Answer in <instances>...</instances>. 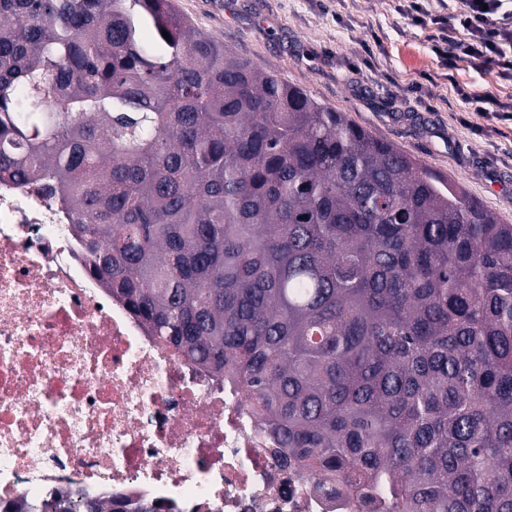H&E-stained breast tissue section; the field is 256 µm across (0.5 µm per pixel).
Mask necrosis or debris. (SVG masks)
Segmentation results:
<instances>
[{
  "mask_svg": "<svg viewBox=\"0 0 512 512\" xmlns=\"http://www.w3.org/2000/svg\"><path fill=\"white\" fill-rule=\"evenodd\" d=\"M61 199L0 182V502L66 489L192 512H382L269 451L240 391L163 346L86 268Z\"/></svg>",
  "mask_w": 512,
  "mask_h": 512,
  "instance_id": "obj_1",
  "label": "necrosis or debris"
}]
</instances>
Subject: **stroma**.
Segmentation results:
<instances>
[{"label": "stroma", "mask_w": 512, "mask_h": 512, "mask_svg": "<svg viewBox=\"0 0 512 512\" xmlns=\"http://www.w3.org/2000/svg\"><path fill=\"white\" fill-rule=\"evenodd\" d=\"M200 30L260 69L306 89L512 221V120L469 99L512 104L491 67L446 70L434 25L394 0H175Z\"/></svg>", "instance_id": "1"}]
</instances>
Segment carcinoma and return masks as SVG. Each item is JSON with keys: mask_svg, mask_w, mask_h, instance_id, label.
Here are the masks:
<instances>
[{"mask_svg": "<svg viewBox=\"0 0 512 512\" xmlns=\"http://www.w3.org/2000/svg\"><path fill=\"white\" fill-rule=\"evenodd\" d=\"M30 179L319 489L512 512V224L452 179L173 0H0V181ZM7 512L179 510L59 492Z\"/></svg>", "mask_w": 512, "mask_h": 512, "instance_id": "cac0c4a2", "label": "carcinoma"}]
</instances>
